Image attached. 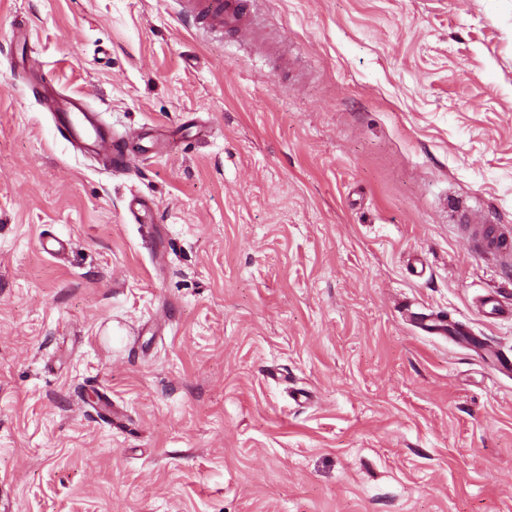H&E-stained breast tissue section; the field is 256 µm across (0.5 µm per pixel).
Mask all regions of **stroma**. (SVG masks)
<instances>
[{
    "mask_svg": "<svg viewBox=\"0 0 512 512\" xmlns=\"http://www.w3.org/2000/svg\"><path fill=\"white\" fill-rule=\"evenodd\" d=\"M177 11L0 0V512H512V378L410 319L512 356L451 209L512 227V0H258L245 47ZM53 113L56 131L67 143L76 147L93 141L98 148L112 155L113 140L102 113L97 112L86 97L60 93Z\"/></svg>",
    "mask_w": 512,
    "mask_h": 512,
    "instance_id": "stroma-1",
    "label": "stroma"
}]
</instances>
